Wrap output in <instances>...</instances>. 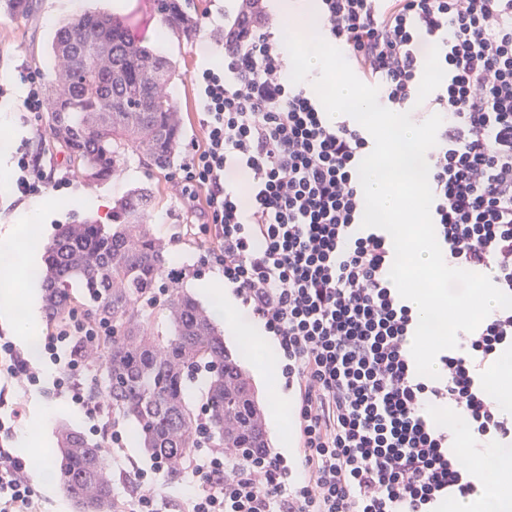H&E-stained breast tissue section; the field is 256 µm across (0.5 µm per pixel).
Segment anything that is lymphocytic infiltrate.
I'll use <instances>...</instances> for the list:
<instances>
[{
	"label": "lymphocytic infiltrate",
	"mask_w": 512,
	"mask_h": 512,
	"mask_svg": "<svg viewBox=\"0 0 512 512\" xmlns=\"http://www.w3.org/2000/svg\"><path fill=\"white\" fill-rule=\"evenodd\" d=\"M246 3L226 6L223 69L193 75L203 140L175 183L204 196L205 262L277 341L295 463L206 449L188 464L196 490L179 512H439L477 486L470 449L434 424V406L465 413L484 442L512 441V417L483 374L512 349V309L443 352L440 379L417 374L418 320L389 278L392 240L361 225L367 131L348 115L328 120L289 80L270 0L257 21ZM319 15L363 83L442 116L426 156L436 238L456 268L491 275L512 295V0H319ZM93 333L71 320L41 337L35 356L0 335V380L40 386L49 359L54 389L96 421L104 404L85 389L88 354L74 343ZM129 487L112 512H163L144 470L133 469ZM0 512H43L25 464L4 447Z\"/></svg>",
	"instance_id": "lymphocytic-infiltrate-1"
}]
</instances>
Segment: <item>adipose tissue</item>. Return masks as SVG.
<instances>
[{
	"label": "adipose tissue",
	"mask_w": 512,
	"mask_h": 512,
	"mask_svg": "<svg viewBox=\"0 0 512 512\" xmlns=\"http://www.w3.org/2000/svg\"><path fill=\"white\" fill-rule=\"evenodd\" d=\"M18 227L0 233V268L19 267L27 289L25 301H18L13 284L0 280V317L9 323L23 346L33 347L36 329L42 318L39 292L42 287L43 261L39 250H21ZM239 346L249 350L263 349L264 355L253 367L261 381H268L278 355L268 343L260 327L232 326ZM479 485L474 496L449 501L448 512H512V444H499L480 452Z\"/></svg>",
	"instance_id": "obj_1"
}]
</instances>
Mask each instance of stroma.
Segmentation results:
<instances>
[{
	"instance_id": "obj_1",
	"label": "stroma",
	"mask_w": 512,
	"mask_h": 512,
	"mask_svg": "<svg viewBox=\"0 0 512 512\" xmlns=\"http://www.w3.org/2000/svg\"><path fill=\"white\" fill-rule=\"evenodd\" d=\"M224 2L225 0H190L188 8L196 17L199 27L189 40L179 39L172 33H159L157 24L161 18L156 0H131V6L119 15L130 34L154 54L167 57L176 68L169 90L176 111L181 117L182 138L173 164L161 171L147 167L141 157L127 155L117 172L107 181H85L67 159L64 152L44 123L40 112H28L22 101L28 91L26 78L37 73L45 101H52L50 87L55 60L49 53V45L56 26L47 23L48 14L55 8L56 0H36L37 7L31 17L21 18L0 11V113L8 112L10 121L0 124V139L16 137V154L40 157L45 169L61 178V187L44 189L40 197L54 210L53 224H85L102 221L103 211L78 210L70 204L75 191L104 200L108 205L130 189L149 187L155 192L156 205L144 218L151 224L156 237L160 238L169 252L173 253V266L183 272L178 285L180 291H189L191 283L219 276L218 268L204 263L206 244L194 231L202 223L201 202H190L175 190L172 178L185 165L195 143L203 139L200 120L199 93L192 82L197 69L210 66L212 57L224 54ZM7 402L21 401L24 413L13 423L11 433L5 438V446L14 448L24 429L37 410L56 407L57 412L46 425L49 442H56L57 428L66 424L81 432H88V420L83 412L65 397L58 395L52 385L43 389L22 391L8 385L4 394ZM123 435L121 447H105L104 454L112 478L113 495H121L127 487L122 476L130 465L150 469L152 459L137 448L130 437L131 425L120 422Z\"/></svg>"
}]
</instances>
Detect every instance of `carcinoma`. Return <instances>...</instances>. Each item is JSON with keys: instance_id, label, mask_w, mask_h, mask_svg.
<instances>
[{"instance_id": "1", "label": "carcinoma", "mask_w": 512, "mask_h": 512, "mask_svg": "<svg viewBox=\"0 0 512 512\" xmlns=\"http://www.w3.org/2000/svg\"><path fill=\"white\" fill-rule=\"evenodd\" d=\"M0 7L27 17L34 0H0ZM159 8L175 35L196 34L197 20L179 0H159ZM51 53L59 63V92L45 124L86 179H108L129 151L157 169L170 167L182 128L163 92L175 75L169 60L99 12L62 27ZM153 203L152 190L132 189L113 223L62 226L44 247L45 307L59 325L81 309L110 328L101 343L106 399L113 412L135 422L141 448L177 475L204 444L248 456L270 445L255 387L221 331L189 295L174 291L159 300L164 247L143 223ZM200 373L206 375L205 441L187 396L188 381ZM60 452V480L81 512H112L103 442L65 430Z\"/></svg>"}]
</instances>
